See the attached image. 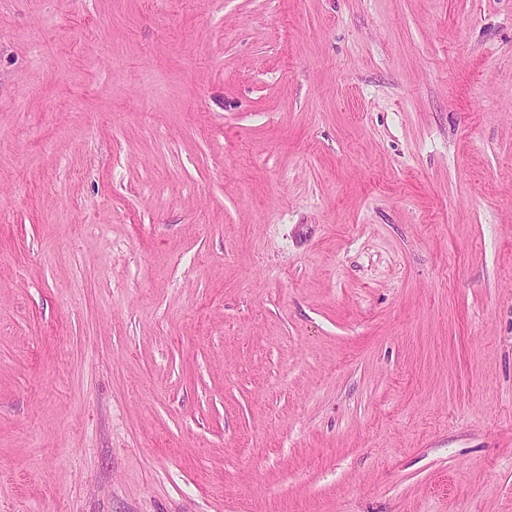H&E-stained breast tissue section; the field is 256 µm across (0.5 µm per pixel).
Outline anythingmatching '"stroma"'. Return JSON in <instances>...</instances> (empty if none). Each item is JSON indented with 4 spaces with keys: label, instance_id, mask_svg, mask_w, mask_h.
<instances>
[{
    "label": "stroma",
    "instance_id": "stroma-1",
    "mask_svg": "<svg viewBox=\"0 0 512 512\" xmlns=\"http://www.w3.org/2000/svg\"><path fill=\"white\" fill-rule=\"evenodd\" d=\"M0 512H512V0H0Z\"/></svg>",
    "mask_w": 512,
    "mask_h": 512
}]
</instances>
